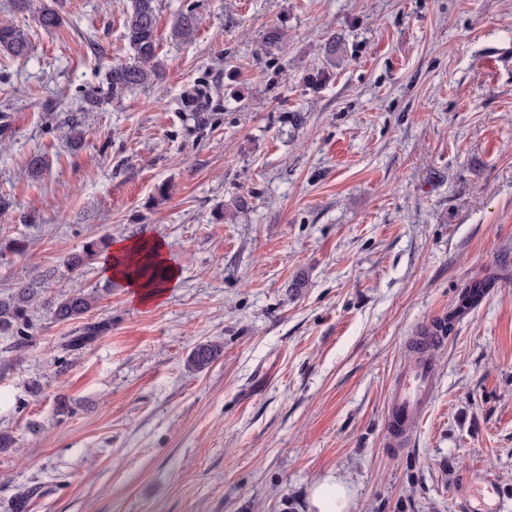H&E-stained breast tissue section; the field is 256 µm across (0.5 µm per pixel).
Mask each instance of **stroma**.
<instances>
[{
    "mask_svg": "<svg viewBox=\"0 0 512 512\" xmlns=\"http://www.w3.org/2000/svg\"><path fill=\"white\" fill-rule=\"evenodd\" d=\"M48 3L55 30L0 0L32 42L0 54V296L94 289L105 329L65 352L41 310L0 338V512H309L324 481L346 512H469L484 476L512 512V0H156L161 80L96 106L123 0ZM107 235L164 242L160 303L63 267ZM492 273L392 445L393 374ZM198 29V18L192 9L181 10L174 15L170 26V36L175 41L192 40ZM495 281L496 277L494 274L470 281L459 296V304L455 310L457 315L455 317L448 315V317L440 318L435 323V329L444 332V336H446L452 330L455 319L461 318L462 309L476 308L489 293ZM222 352L221 344L212 341L200 342L189 355L186 367L189 372H201L218 360Z\"/></svg>",
    "mask_w": 512,
    "mask_h": 512,
    "instance_id": "35a3bbf8",
    "label": "stroma"
}]
</instances>
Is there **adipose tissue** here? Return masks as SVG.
<instances>
[{
    "label": "adipose tissue",
    "instance_id": "1",
    "mask_svg": "<svg viewBox=\"0 0 512 512\" xmlns=\"http://www.w3.org/2000/svg\"><path fill=\"white\" fill-rule=\"evenodd\" d=\"M151 261L160 265L166 264L165 246L161 241L143 244L133 240H115L111 246L107 261H104L102 273L104 276L122 280L130 290L133 301L148 305L158 302L164 297L168 288L178 282L177 270H170L164 286L152 288L134 276L131 268L143 261Z\"/></svg>",
    "mask_w": 512,
    "mask_h": 512
}]
</instances>
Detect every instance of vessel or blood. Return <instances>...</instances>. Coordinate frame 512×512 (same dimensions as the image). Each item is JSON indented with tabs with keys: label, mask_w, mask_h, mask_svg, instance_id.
I'll use <instances>...</instances> for the list:
<instances>
[{
	"label": "vessel or blood",
	"mask_w": 512,
	"mask_h": 512,
	"mask_svg": "<svg viewBox=\"0 0 512 512\" xmlns=\"http://www.w3.org/2000/svg\"><path fill=\"white\" fill-rule=\"evenodd\" d=\"M421 349L402 364L390 385L387 417L389 432L400 439L413 435L423 421L434 398L436 376L428 339Z\"/></svg>",
	"instance_id": "1"
}]
</instances>
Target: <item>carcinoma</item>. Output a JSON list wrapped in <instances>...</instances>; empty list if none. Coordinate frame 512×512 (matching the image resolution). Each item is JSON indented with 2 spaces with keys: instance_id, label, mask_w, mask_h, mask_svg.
Returning a JSON list of instances; mask_svg holds the SVG:
<instances>
[{
  "instance_id": "obj_1",
  "label": "carcinoma",
  "mask_w": 512,
  "mask_h": 512,
  "mask_svg": "<svg viewBox=\"0 0 512 512\" xmlns=\"http://www.w3.org/2000/svg\"><path fill=\"white\" fill-rule=\"evenodd\" d=\"M156 0H127L123 9L124 37L133 52V62L112 65L105 75L107 87L91 85L83 94L89 104H98L103 96L120 97L137 88L152 85L161 77L158 62L157 9ZM19 7L33 10L39 26L54 30L61 26L62 17L53 8L42 4V0H19ZM198 29V18L191 9L174 15L170 26V36L175 41H189ZM30 37L27 31L14 24H0V52L16 58L28 55ZM108 247V240H92L82 253L70 256L63 261L64 267L74 271L97 258ZM496 277L490 275L470 281L459 296L456 317H443L435 323V329L448 333L455 319L461 318L464 309L477 307L492 288ZM97 301L94 293L73 291L55 300L42 296L41 284L35 281L14 288L9 294L0 297V336L15 339L16 347L21 348L33 341L34 324L32 314L39 309H47L55 321L69 322L84 318ZM104 330L101 323H87L76 336H65L60 342L64 351L77 349ZM223 345L203 341L196 345L189 355L186 367L190 372H201L210 367L222 355Z\"/></svg>"
}]
</instances>
